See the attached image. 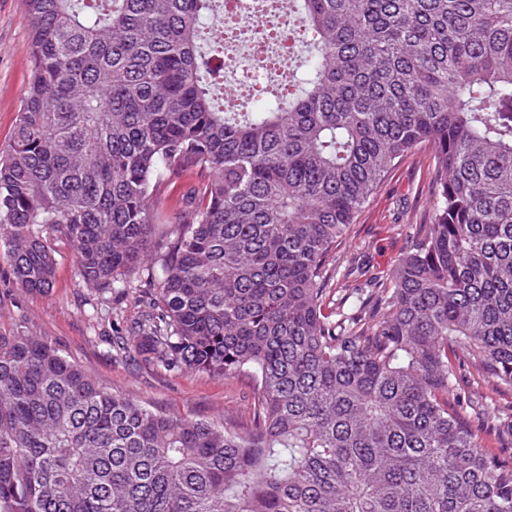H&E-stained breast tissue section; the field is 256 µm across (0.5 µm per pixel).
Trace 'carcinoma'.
Masks as SVG:
<instances>
[{
    "label": "carcinoma",
    "instance_id": "obj_1",
    "mask_svg": "<svg viewBox=\"0 0 512 512\" xmlns=\"http://www.w3.org/2000/svg\"><path fill=\"white\" fill-rule=\"evenodd\" d=\"M290 2L311 54L256 109L216 94L223 0H25L0 260L34 294L52 236L90 288L144 269L120 349L258 396L245 426L155 411L0 334V512H512L455 363L512 387V0ZM423 145L430 223L364 298L328 258ZM196 184L195 177H184L166 184L163 191L164 209L169 220L175 221L181 215L188 204L191 190Z\"/></svg>",
    "mask_w": 512,
    "mask_h": 512
}]
</instances>
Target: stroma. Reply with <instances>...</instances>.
<instances>
[{"label": "stroma", "instance_id": "35a3bbf8", "mask_svg": "<svg viewBox=\"0 0 512 512\" xmlns=\"http://www.w3.org/2000/svg\"><path fill=\"white\" fill-rule=\"evenodd\" d=\"M28 44L24 0H0V154L10 147L28 88ZM434 191L430 148L411 152L391 169L336 251L342 267L352 271V285L366 291L371 278L389 273L407 246L400 225L428 223ZM51 246L56 272L49 294L26 292L0 264V330L18 328L48 340L101 386L127 391L148 407L208 419L249 417L254 390L247 377L225 381L173 373L117 352L112 346L116 329L137 321L146 309L142 283L122 293L89 288L77 273L71 243L56 238ZM469 391L470 415L512 413V388L482 381L471 383Z\"/></svg>", "mask_w": 512, "mask_h": 512}]
</instances>
